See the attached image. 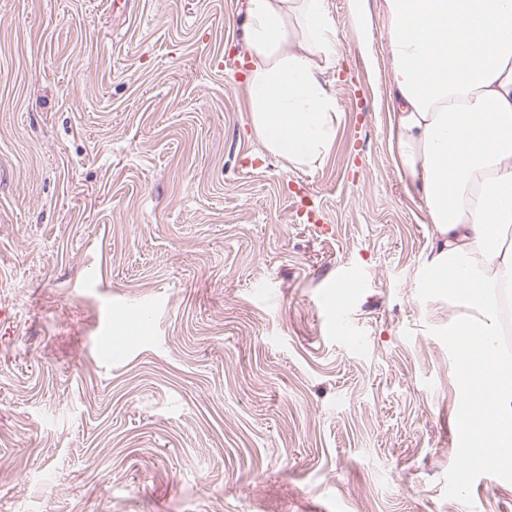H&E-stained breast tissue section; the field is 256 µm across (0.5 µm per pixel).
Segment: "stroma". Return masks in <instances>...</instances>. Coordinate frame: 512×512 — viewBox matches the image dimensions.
Segmentation results:
<instances>
[{
    "mask_svg": "<svg viewBox=\"0 0 512 512\" xmlns=\"http://www.w3.org/2000/svg\"><path fill=\"white\" fill-rule=\"evenodd\" d=\"M329 6L336 145L297 169L248 135L242 0H0V512H512L462 465L386 20L368 60ZM356 271L361 349L321 305Z\"/></svg>",
    "mask_w": 512,
    "mask_h": 512,
    "instance_id": "stroma-1",
    "label": "stroma"
}]
</instances>
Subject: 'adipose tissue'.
I'll use <instances>...</instances> for the list:
<instances>
[{
    "label": "adipose tissue",
    "instance_id": "adipose-tissue-1",
    "mask_svg": "<svg viewBox=\"0 0 512 512\" xmlns=\"http://www.w3.org/2000/svg\"><path fill=\"white\" fill-rule=\"evenodd\" d=\"M395 161L432 226L422 285L451 319L459 425L490 476L512 467V0H384ZM247 125L288 165H322L339 107L323 78L339 36L328 0H246Z\"/></svg>",
    "mask_w": 512,
    "mask_h": 512
}]
</instances>
